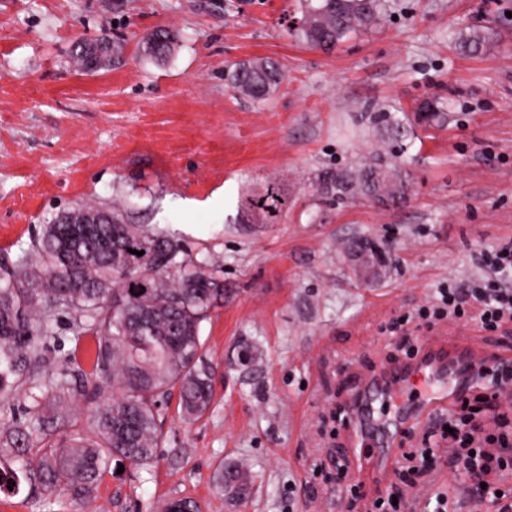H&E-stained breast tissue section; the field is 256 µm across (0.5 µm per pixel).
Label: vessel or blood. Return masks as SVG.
I'll return each instance as SVG.
<instances>
[{
    "instance_id": "1",
    "label": "vessel or blood",
    "mask_w": 512,
    "mask_h": 512,
    "mask_svg": "<svg viewBox=\"0 0 512 512\" xmlns=\"http://www.w3.org/2000/svg\"><path fill=\"white\" fill-rule=\"evenodd\" d=\"M487 365L486 358L470 351L446 357L426 354L384 372L351 402L360 426L359 446L386 448L414 416L443 409L449 396L466 393Z\"/></svg>"
}]
</instances>
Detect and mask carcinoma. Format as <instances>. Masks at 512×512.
Returning a JSON list of instances; mask_svg holds the SVG:
<instances>
[{
  "label": "carcinoma",
  "mask_w": 512,
  "mask_h": 512,
  "mask_svg": "<svg viewBox=\"0 0 512 512\" xmlns=\"http://www.w3.org/2000/svg\"><path fill=\"white\" fill-rule=\"evenodd\" d=\"M380 0H304L299 25L287 33L327 46L378 23ZM178 34L145 35V53L171 56ZM283 81L279 64L259 59L233 71L230 85L253 99L271 96ZM376 125L404 140L395 112H374ZM410 179L376 160L323 176L319 191L362 195L381 206L407 199ZM294 203L283 179H270L240 200V221L276 224ZM144 251L137 256L128 249ZM183 245L158 228L129 222L119 205L82 204L53 217L17 259L0 258V492L21 482L50 494L91 502L100 472L120 457L143 468L154 463L163 437L161 406L179 392L184 419L212 404L214 369L201 349V325L224 297V283L189 270ZM57 314L70 317L72 339L91 336L87 372L65 360L45 371L43 340ZM85 424L75 429L77 401ZM217 490L246 497L252 486L240 467L219 466Z\"/></svg>",
  "instance_id": "1"
}]
</instances>
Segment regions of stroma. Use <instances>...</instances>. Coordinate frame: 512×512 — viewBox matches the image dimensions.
<instances>
[{
    "instance_id": "35a3bbf8",
    "label": "stroma",
    "mask_w": 512,
    "mask_h": 512,
    "mask_svg": "<svg viewBox=\"0 0 512 512\" xmlns=\"http://www.w3.org/2000/svg\"><path fill=\"white\" fill-rule=\"evenodd\" d=\"M301 10V0H0V251L17 256L48 219L93 199L166 230L181 260L224 281L201 328L215 366L210 410L186 422L167 399L155 463L111 462L91 512H163L178 499L200 512H366L399 485L403 448L426 439L441 460L415 512L460 485L434 415L406 430L384 467L371 465L376 449L347 454L349 403L406 361L391 321L433 307L448 283L484 277L479 253L512 239V0H382L378 25L326 48L288 34ZM159 27L180 34L163 61L141 49ZM475 30L489 44L469 53L460 39ZM105 33L120 59L79 70L75 42ZM260 58L285 78L256 102L226 75ZM432 98L445 104L442 122L418 117ZM379 110L405 116L407 201L317 193L319 173L359 165L386 139L369 120ZM273 178L287 179L293 208L272 226L238 223L245 187ZM355 234L393 248L378 284L357 281L340 253ZM53 330L47 361L91 369L93 338L70 340L63 315ZM415 336L420 351L512 361V322L488 333L441 320ZM221 463L244 467L249 496L214 488ZM0 512L81 508L24 487L0 494Z\"/></svg>"
}]
</instances>
